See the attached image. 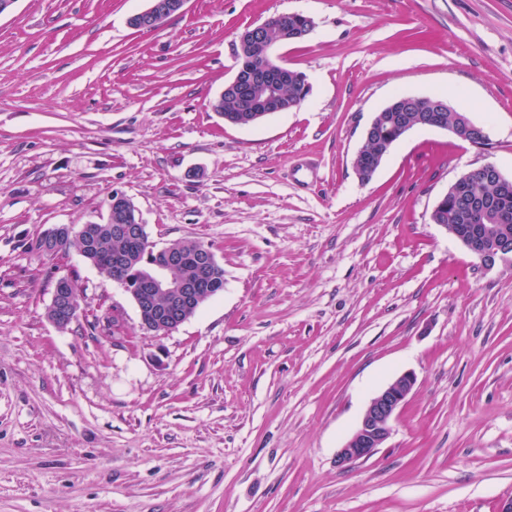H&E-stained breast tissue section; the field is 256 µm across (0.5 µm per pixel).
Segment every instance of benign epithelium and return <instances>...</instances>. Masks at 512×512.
Returning a JSON list of instances; mask_svg holds the SVG:
<instances>
[{"mask_svg":"<svg viewBox=\"0 0 512 512\" xmlns=\"http://www.w3.org/2000/svg\"><path fill=\"white\" fill-rule=\"evenodd\" d=\"M187 0H148V7L132 15L128 22L140 30H155L171 16L185 11ZM296 72L283 66L280 61L264 65V70L247 78L242 73L235 74L233 79L225 84L226 90L243 92L246 102L244 112L240 114L234 125L249 126L267 115L283 111L276 98V88L279 84L295 77ZM451 111L447 102L438 100L434 103L432 112L419 119L425 128L451 129L445 121V113ZM458 120L468 129L475 132L469 143L475 146L489 144V136L482 126L475 124L462 113ZM483 173L491 176L503 191L512 190V179L506 177L495 165L483 164L479 167ZM465 176L458 177L448 190L439 197L433 211L442 208L446 201L460 200L468 203L463 191ZM109 219L112 223V233L127 239L144 241L147 225L140 221L137 209L130 198L122 192H114L109 203ZM464 248L475 257L485 268H492L498 262L512 261V240L507 237L498 238L489 245L474 229H459L451 231ZM183 254L174 250L168 251L167 264L156 267L152 279L148 280L149 289L138 291L128 288L137 304L140 315L147 318L143 329L160 332L167 325L182 319L183 312L200 299V278L208 276L215 268L214 258L210 252H201L196 261V277L192 280L175 281L168 275V270L175 264L183 263ZM75 293L60 279L53 290L50 305V320L59 328L69 325L75 313ZM416 384V376L411 371L398 375L387 386L381 388L369 400L354 431L347 437L336 454V465L348 468L351 465L366 461L384 447L393 433V424L398 411Z\"/></svg>","mask_w":512,"mask_h":512,"instance_id":"benign-epithelium-1","label":"benign epithelium"}]
</instances>
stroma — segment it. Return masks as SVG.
<instances>
[{
    "mask_svg": "<svg viewBox=\"0 0 512 512\" xmlns=\"http://www.w3.org/2000/svg\"><path fill=\"white\" fill-rule=\"evenodd\" d=\"M16 0L0 15V512H498L512 498V262L430 220L486 163L512 178V0ZM310 92L251 127L213 102L241 33ZM398 94L485 127L420 128L354 159ZM128 195L150 240L213 245L224 291L179 328L77 252L30 244ZM82 312L47 316L59 277ZM118 316V325L107 319ZM416 384L369 460L335 459L369 400ZM187 0H148V7L133 14L128 22L140 30H155L171 16L185 11ZM292 13H281L274 15L270 17L267 21L264 22L265 25V40H260L257 42H254V44L251 47V51L249 55L245 56V49L248 46L249 43H251L253 40L258 39L261 36V28L263 27L262 24H259L257 26H254L250 28L249 30L244 31L240 38L239 43L237 46V50L240 54L245 56L244 58H241L237 54V58L239 61L238 70L244 65H253V66H260L264 64V53L266 46L268 43L274 39H276L279 36V33L284 28H287V26H293L295 25V20L292 19L290 16Z\"/></svg>",
    "mask_w": 512,
    "mask_h": 512,
    "instance_id": "stroma-1",
    "label": "stroma"
}]
</instances>
